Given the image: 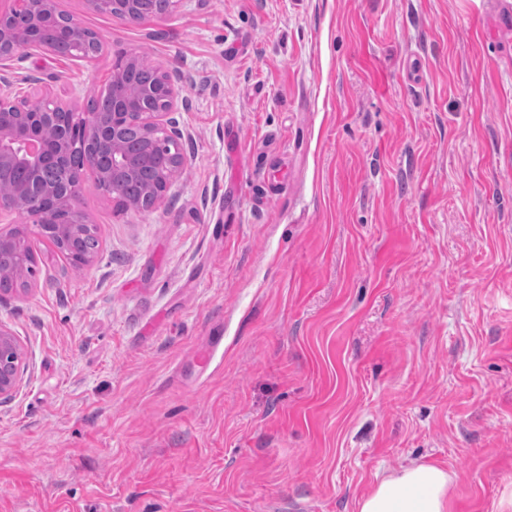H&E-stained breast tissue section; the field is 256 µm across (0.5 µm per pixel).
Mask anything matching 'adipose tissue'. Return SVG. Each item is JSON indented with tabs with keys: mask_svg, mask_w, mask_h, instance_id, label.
Masks as SVG:
<instances>
[{
	"mask_svg": "<svg viewBox=\"0 0 512 512\" xmlns=\"http://www.w3.org/2000/svg\"><path fill=\"white\" fill-rule=\"evenodd\" d=\"M454 479L436 465L413 462L376 477L357 502V512H450Z\"/></svg>",
	"mask_w": 512,
	"mask_h": 512,
	"instance_id": "ef3b65f1",
	"label": "adipose tissue"
}]
</instances>
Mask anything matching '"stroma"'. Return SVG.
Listing matches in <instances>:
<instances>
[{"label": "stroma", "mask_w": 512, "mask_h": 512, "mask_svg": "<svg viewBox=\"0 0 512 512\" xmlns=\"http://www.w3.org/2000/svg\"><path fill=\"white\" fill-rule=\"evenodd\" d=\"M501 0H85L94 58L19 52L84 111L118 62L177 82L184 165L149 210L82 177L93 262L20 211L0 300V512H357L412 461L451 512L512 498V27ZM89 7L95 12H104L122 21L138 23L155 16L145 14L162 13L167 9L166 0H146L142 5L144 13L137 10V0H87ZM1 268L3 271H1ZM32 274L31 265L17 266L4 259L0 262V292H8L17 286H24L28 275ZM25 369L26 357L19 341L0 326V400L9 399L16 392Z\"/></svg>", "instance_id": "stroma-1"}]
</instances>
